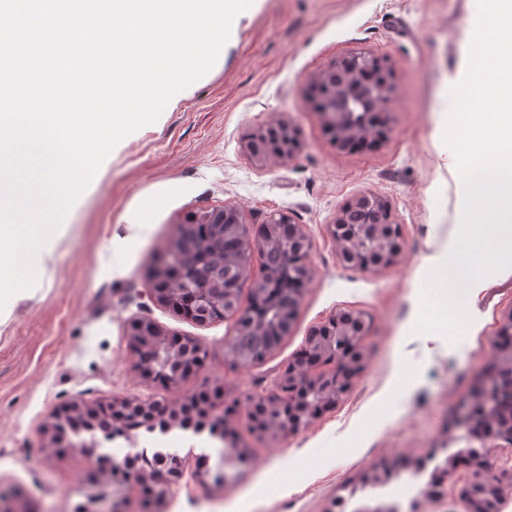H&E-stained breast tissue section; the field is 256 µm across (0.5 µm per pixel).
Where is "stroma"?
Returning <instances> with one entry per match:
<instances>
[{"label": "stroma", "instance_id": "stroma-1", "mask_svg": "<svg viewBox=\"0 0 512 512\" xmlns=\"http://www.w3.org/2000/svg\"><path fill=\"white\" fill-rule=\"evenodd\" d=\"M476 21V0H252L213 69L115 147L50 251L37 254L35 286L0 310V490L19 492L32 512H72L92 488L121 491L128 512H363L409 504L431 482L420 512H458L472 474L459 457L472 443L454 408L495 361L512 271L485 276L461 340L415 325L427 275L463 219L464 185L443 132ZM358 49L385 57L394 84L387 135L364 151L337 147L308 97L313 73ZM275 114L298 127L300 147L263 166L243 146ZM361 192L391 201L404 237L403 259L375 272L340 266L327 232ZM227 202L255 224L291 212L313 242L290 334L251 365L226 358L227 322L201 326L146 296L148 265L178 223ZM348 310L372 323L352 391L295 436L252 433L250 395L314 327ZM139 316L209 347L206 365L179 386L142 380L127 336ZM218 386L232 409L225 428L250 455L222 490L187 476L166 498L148 497L138 484L115 488L93 458L51 445L52 413L69 401L174 404ZM389 471L399 474L389 486L366 487Z\"/></svg>", "mask_w": 512, "mask_h": 512}]
</instances>
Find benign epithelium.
Instances as JSON below:
<instances>
[{
  "label": "benign epithelium",
  "mask_w": 512,
  "mask_h": 512,
  "mask_svg": "<svg viewBox=\"0 0 512 512\" xmlns=\"http://www.w3.org/2000/svg\"><path fill=\"white\" fill-rule=\"evenodd\" d=\"M386 68L379 56L366 50L340 57L310 77L320 99V113L340 147L366 145L386 134L383 116L392 102L387 80L365 82L366 71ZM298 149L295 128L278 118L257 132L245 145L246 153L262 165L290 158ZM336 244V258L346 268L373 272L399 262L404 255L401 226L393 217L391 202L363 192L346 203L328 224ZM266 251L281 255L274 266L254 265V256ZM221 253L233 277L216 278L208 262ZM312 240L304 225L287 211L266 216L263 234L239 206L226 203L221 209L195 213L180 225L175 245L159 255L149 267L146 296L199 324L231 321L224 336L225 354H230L242 326L261 336L288 335L299 305L301 286L310 280ZM250 282L251 303L240 302L241 283ZM372 330L370 317L362 311L330 317L306 336L299 356L288 363L272 385L251 395V406L260 405L270 418L267 435L286 439L305 429L319 412L336 406L353 388L365 364L364 342ZM128 344L137 356L134 370L142 378L180 385L204 367L209 349L197 340L182 346L166 339L168 333L148 318L130 321ZM496 370L486 374L475 389L478 401L492 393L503 366L512 368V349L493 343ZM161 412L172 426L192 414L190 403L157 404L137 397H115L105 405L89 406L74 401L53 416L49 433L58 442L66 437L56 430L66 416L84 419L105 417L114 430L129 432L127 417L136 412ZM485 453L471 458L473 484L463 493L462 512H500L503 489L482 479L494 468L496 449L512 447V421L493 425L478 438ZM125 473V480L154 485L165 496L185 474V460L172 455L145 469L132 464L112 465ZM0 512H30L28 502L0 491Z\"/></svg>",
  "instance_id": "1"
}]
</instances>
